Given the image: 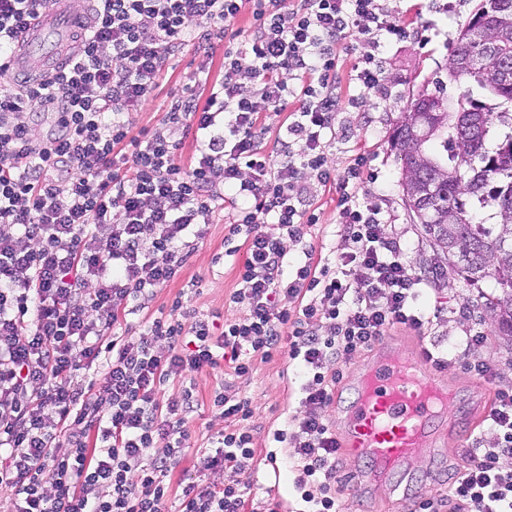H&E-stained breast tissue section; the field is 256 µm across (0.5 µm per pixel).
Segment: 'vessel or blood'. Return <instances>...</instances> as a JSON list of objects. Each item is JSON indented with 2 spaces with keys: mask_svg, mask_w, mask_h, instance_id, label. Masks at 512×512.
Instances as JSON below:
<instances>
[{
  "mask_svg": "<svg viewBox=\"0 0 512 512\" xmlns=\"http://www.w3.org/2000/svg\"><path fill=\"white\" fill-rule=\"evenodd\" d=\"M87 6V0H46L11 56V73L35 82L67 63ZM435 384L423 348L407 351L385 338L375 343L371 360L351 380L352 399L336 406L352 484L404 500L415 494L408 464L448 413L427 393Z\"/></svg>",
  "mask_w": 512,
  "mask_h": 512,
  "instance_id": "vessel-or-blood-1",
  "label": "vessel or blood"
}]
</instances>
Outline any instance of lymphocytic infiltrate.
I'll list each match as a JSON object with an SVG mask.
<instances>
[{"label":"lymphocytic infiltrate","instance_id":"lymphocytic-infiltrate-1","mask_svg":"<svg viewBox=\"0 0 512 512\" xmlns=\"http://www.w3.org/2000/svg\"><path fill=\"white\" fill-rule=\"evenodd\" d=\"M43 0H0V77ZM249 14L248 31L236 28ZM358 33L363 52L348 102L336 93V49ZM193 34L200 51L224 43L222 81L192 73L152 128L134 130ZM381 0H94L71 64L47 81L0 90V512H169L167 477L191 448L196 374L224 367L213 406L236 420L205 469L222 483L192 482L180 512H280L245 495L254 458L250 403L235 389L254 359L287 356L301 412L278 430L304 512H344L340 458L328 408L342 366L395 328L426 335L417 301L433 283L390 236L369 201L365 155L337 172L327 138L344 108H375L386 84L381 55L409 38ZM54 124L35 136L32 107ZM287 112L272 146L266 121ZM194 129L182 161L175 134ZM338 184L335 259L298 264L287 242L313 236L312 184ZM232 209L228 239L245 257L218 322L174 302L131 334L129 302L179 278L219 204ZM298 308H288V300ZM474 335L431 356L472 376L495 374ZM184 386L165 400L164 384ZM494 445L449 475L444 494L412 512H512V389L486 418Z\"/></svg>","mask_w":512,"mask_h":512}]
</instances>
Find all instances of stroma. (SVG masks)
Returning a JSON list of instances; mask_svg holds the SVG:
<instances>
[{"instance_id": "35a3bbf8", "label": "stroma", "mask_w": 512, "mask_h": 512, "mask_svg": "<svg viewBox=\"0 0 512 512\" xmlns=\"http://www.w3.org/2000/svg\"><path fill=\"white\" fill-rule=\"evenodd\" d=\"M476 4L477 0H390V12L411 21L413 36L388 48L385 60L388 88L377 108L366 116L359 112L343 113L336 139L328 148V157L339 170L346 167L355 153L369 157L377 180L367 185L366 190L390 215L391 236L406 246V260L419 272L429 267L433 250L421 225L404 205L399 186L400 165L390 149L389 136L399 114L408 111L413 92L423 85L440 78L447 82L446 95L451 98L457 95V85L447 80L452 42ZM200 62V56L190 46L172 59L173 77L162 83L154 100L136 116L135 129L155 126L162 112L167 111L170 100L182 95L189 76ZM336 197L335 191L318 184L311 189L310 200L319 217V233L312 244L326 257L340 245L335 235ZM225 233L224 214L216 212L211 224L205 226L204 236L181 277L158 289L149 302L136 305L128 315L127 322L133 332H140L148 317L169 311L177 300L184 307L220 314L228 320L240 316V308L230 303L229 298L237 283L243 254L228 252ZM490 288L486 282L476 289L467 286L459 276L447 274L434 290L419 300L421 307L437 312L427 334L420 337L398 330L392 335L398 346L407 349L422 343L445 349L471 331L482 328L490 333L487 343L478 350L480 356L491 358L496 364L495 376L486 383L489 395L484 401L473 400L471 391L477 381L462 368L451 366L439 373L442 387L456 395L455 411L441 427L438 441L441 453L413 464L417 480L434 493L443 490L448 474L465 464L471 453L493 442V435L483 423L494 402L492 393L512 387V338L492 335L493 325L478 305L479 290ZM223 377L222 369L217 368L204 370L196 378L197 409L189 428L197 452L186 456L170 476L171 512L179 508L183 487L204 477L199 452L214 451L219 432L231 425L230 420L221 418L212 409L214 391ZM236 386L249 399L252 410L248 425L254 436L255 456L254 468L247 476L248 490L261 498L267 496L268 487L258 469L271 457L277 466L285 464V450L274 441L273 434L298 411L300 381L287 359L276 356L268 361H256L253 372L237 379Z\"/></svg>"}]
</instances>
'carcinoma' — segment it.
I'll use <instances>...</instances> for the list:
<instances>
[{"label":"carcinoma","instance_id":"obj_1","mask_svg":"<svg viewBox=\"0 0 512 512\" xmlns=\"http://www.w3.org/2000/svg\"><path fill=\"white\" fill-rule=\"evenodd\" d=\"M448 81L469 86L448 100L420 89L396 121L391 151L403 197L449 266L475 287L499 336L512 337V0H480L453 43Z\"/></svg>","mask_w":512,"mask_h":512}]
</instances>
